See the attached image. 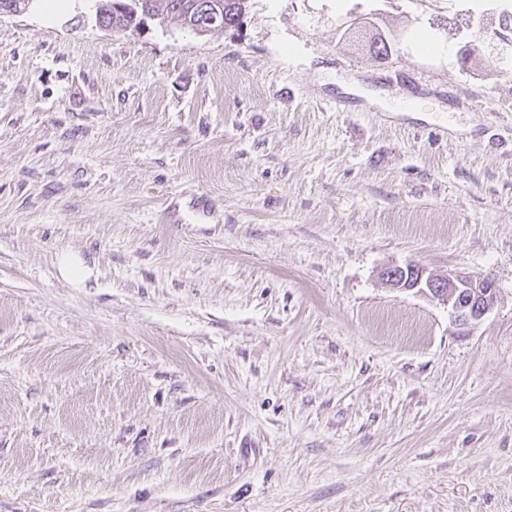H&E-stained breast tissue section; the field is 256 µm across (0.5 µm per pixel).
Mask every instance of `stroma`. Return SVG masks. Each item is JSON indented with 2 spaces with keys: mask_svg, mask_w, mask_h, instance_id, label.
Returning a JSON list of instances; mask_svg holds the SVG:
<instances>
[{
  "mask_svg": "<svg viewBox=\"0 0 512 512\" xmlns=\"http://www.w3.org/2000/svg\"><path fill=\"white\" fill-rule=\"evenodd\" d=\"M0 512H512V0L0 15ZM102 2H106V6H104L99 15V6L102 5L99 1H92L93 9L95 11V18L98 21L99 16V24L106 28H111L112 30H125L131 26L137 28L138 25H132V18H128L127 15L121 11V6L123 3L131 4L132 0H100ZM112 5V6H111ZM135 1H141V8L138 12H140V15L150 16V12H153L156 16H159V19L156 20L157 24L162 23V21H168V24L171 22L176 21L182 28L190 29L189 27L185 26V21L187 20V17L189 16V19H194L195 15H197V18H202L198 21L192 24L191 29L193 32L199 35H204L208 32H211L214 30V24L216 20L213 17V12L210 10L205 11L204 9L210 8L209 4L210 1H199L198 0H135ZM196 2V3H194ZM205 3V5L195 12L193 10L190 12L191 8L195 4V8L199 6L201 3ZM201 11V13H199ZM190 13V14H189ZM197 13V14H196ZM167 24V26H168ZM221 3L222 10L218 18L215 29H227L237 27L240 23L243 12L245 11L246 0H212ZM386 284L397 290H414L448 305L451 314L461 325L479 321L497 303V291L489 279H474L462 272L448 276L426 275L418 265L388 268L383 272Z\"/></svg>",
  "mask_w": 512,
  "mask_h": 512,
  "instance_id": "stroma-1",
  "label": "stroma"
}]
</instances>
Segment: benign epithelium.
<instances>
[{
    "mask_svg": "<svg viewBox=\"0 0 512 512\" xmlns=\"http://www.w3.org/2000/svg\"><path fill=\"white\" fill-rule=\"evenodd\" d=\"M201 19L192 24L193 32L204 35L214 30L215 20L209 5H204ZM386 284L397 290H417L450 309L451 314L461 325H471L479 321L497 303V291L489 279H475L462 272H449L435 277L426 274L418 265L392 267L383 272Z\"/></svg>",
    "mask_w": 512,
    "mask_h": 512,
    "instance_id": "benign-epithelium-1",
    "label": "benign epithelium"
}]
</instances>
